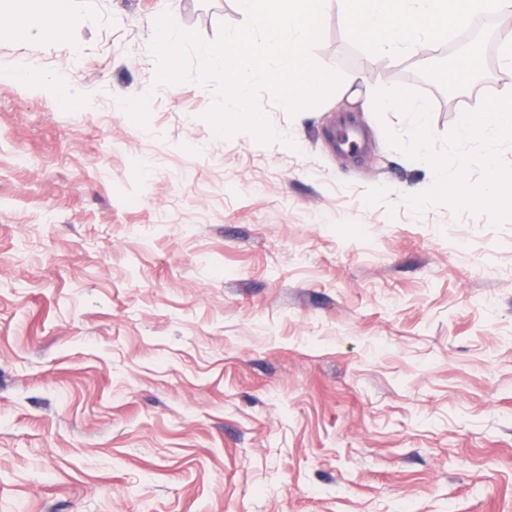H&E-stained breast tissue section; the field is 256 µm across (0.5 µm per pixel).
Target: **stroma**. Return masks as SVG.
Masks as SVG:
<instances>
[{
	"mask_svg": "<svg viewBox=\"0 0 512 512\" xmlns=\"http://www.w3.org/2000/svg\"><path fill=\"white\" fill-rule=\"evenodd\" d=\"M0 29V512H512V219L413 212L401 113L338 88L218 133L213 84L158 82L155 18L216 41L238 0H74ZM324 15L315 61L431 106L437 139L512 66L442 95ZM352 119L367 156L329 136ZM5 17L10 19L9 31L18 41L54 35L80 24L73 0H2L1 22Z\"/></svg>",
	"mask_w": 512,
	"mask_h": 512,
	"instance_id": "35a3bbf8",
	"label": "stroma"
}]
</instances>
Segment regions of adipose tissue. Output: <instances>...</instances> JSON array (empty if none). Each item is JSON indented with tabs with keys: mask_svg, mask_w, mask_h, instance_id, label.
<instances>
[{
	"mask_svg": "<svg viewBox=\"0 0 512 512\" xmlns=\"http://www.w3.org/2000/svg\"><path fill=\"white\" fill-rule=\"evenodd\" d=\"M351 32L390 54L412 50L420 39L440 41L474 16L512 10V0H340ZM19 41L78 26L73 0H0V18Z\"/></svg>",
	"mask_w": 512,
	"mask_h": 512,
	"instance_id": "1",
	"label": "adipose tissue"
}]
</instances>
